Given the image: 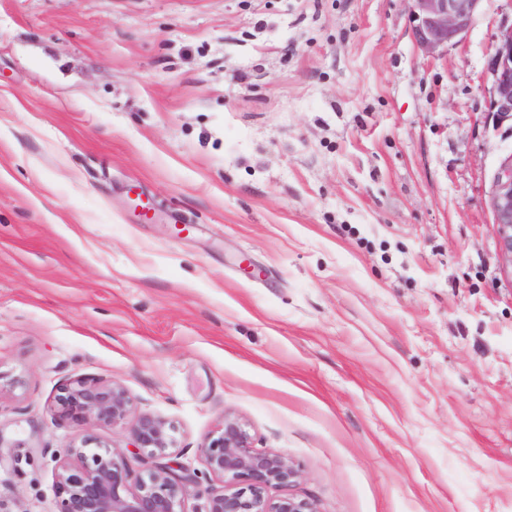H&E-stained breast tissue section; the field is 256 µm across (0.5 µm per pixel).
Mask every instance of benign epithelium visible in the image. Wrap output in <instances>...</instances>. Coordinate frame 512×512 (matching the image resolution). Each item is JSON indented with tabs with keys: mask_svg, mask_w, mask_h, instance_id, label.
Wrapping results in <instances>:
<instances>
[{
	"mask_svg": "<svg viewBox=\"0 0 512 512\" xmlns=\"http://www.w3.org/2000/svg\"><path fill=\"white\" fill-rule=\"evenodd\" d=\"M417 46L435 54L459 42L471 27L482 0H409ZM491 88L487 112L497 123H512V30L488 60ZM499 257L512 269V157L497 176L492 196ZM59 417L79 427H125L133 451L112 448L91 435L74 440L56 460V512H186L190 476L165 462L175 448V428L165 419L136 411L122 385L95 377L77 378L60 388ZM209 474L223 486L209 492L205 512H317L307 499L269 496L297 477L284 454L257 451L248 424L224 415L200 447ZM148 465L130 482L129 455Z\"/></svg>",
	"mask_w": 512,
	"mask_h": 512,
	"instance_id": "1",
	"label": "benign epithelium"
}]
</instances>
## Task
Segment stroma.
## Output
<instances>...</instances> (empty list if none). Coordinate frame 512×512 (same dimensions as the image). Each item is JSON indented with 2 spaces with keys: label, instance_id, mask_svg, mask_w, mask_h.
I'll list each match as a JSON object with an SVG mask.
<instances>
[{
  "label": "stroma",
  "instance_id": "obj_1",
  "mask_svg": "<svg viewBox=\"0 0 512 512\" xmlns=\"http://www.w3.org/2000/svg\"><path fill=\"white\" fill-rule=\"evenodd\" d=\"M0 0V512H55L63 384L221 480L226 413L318 512H512V272L486 111L512 0ZM417 46L435 54L459 42L471 27L483 0H408Z\"/></svg>",
  "mask_w": 512,
  "mask_h": 512
}]
</instances>
